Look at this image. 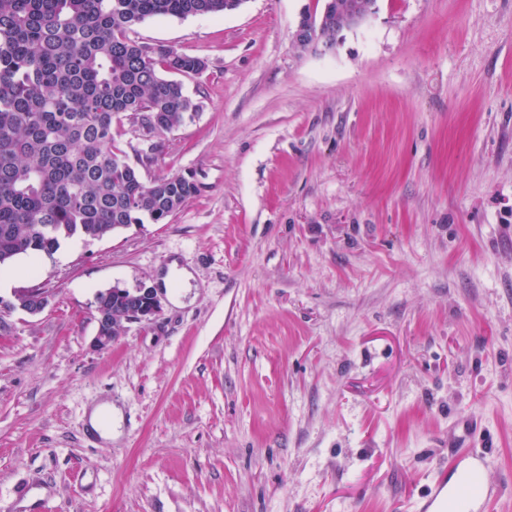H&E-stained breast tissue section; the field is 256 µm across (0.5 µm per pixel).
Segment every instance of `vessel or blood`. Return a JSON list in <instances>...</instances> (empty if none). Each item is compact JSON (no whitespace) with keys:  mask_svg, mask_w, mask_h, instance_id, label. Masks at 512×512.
Listing matches in <instances>:
<instances>
[{"mask_svg":"<svg viewBox=\"0 0 512 512\" xmlns=\"http://www.w3.org/2000/svg\"><path fill=\"white\" fill-rule=\"evenodd\" d=\"M462 433L450 440L454 464L443 470L419 496V512H492L501 496L498 485L484 480L490 465L486 448L476 447L478 423L461 420Z\"/></svg>","mask_w":512,"mask_h":512,"instance_id":"1","label":"vessel or blood"}]
</instances>
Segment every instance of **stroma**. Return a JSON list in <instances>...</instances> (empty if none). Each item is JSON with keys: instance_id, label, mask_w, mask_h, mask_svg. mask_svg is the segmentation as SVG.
Listing matches in <instances>:
<instances>
[{"instance_id": "35a3bbf8", "label": "stroma", "mask_w": 512, "mask_h": 512, "mask_svg": "<svg viewBox=\"0 0 512 512\" xmlns=\"http://www.w3.org/2000/svg\"><path fill=\"white\" fill-rule=\"evenodd\" d=\"M315 5L136 27L205 63L142 171L198 191L0 270L49 293L0 310V512H417L466 417L512 512V0H376L326 53ZM115 285L162 309L99 350ZM19 308L29 314H38L48 304V293L41 288L25 290L15 295Z\"/></svg>"}]
</instances>
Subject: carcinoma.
Masks as SVG:
<instances>
[{"instance_id": "cac0c4a2", "label": "carcinoma", "mask_w": 512, "mask_h": 512, "mask_svg": "<svg viewBox=\"0 0 512 512\" xmlns=\"http://www.w3.org/2000/svg\"><path fill=\"white\" fill-rule=\"evenodd\" d=\"M362 16L375 0H323L301 13L336 46L329 20L348 4ZM237 0H0V265L52 255L76 235L104 238L129 224H159L198 190L191 177L143 179L113 121L148 113L142 136L179 127L196 105L179 77L204 62L130 37L158 17L224 13Z\"/></svg>"}]
</instances>
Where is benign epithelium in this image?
<instances>
[{
    "mask_svg": "<svg viewBox=\"0 0 512 512\" xmlns=\"http://www.w3.org/2000/svg\"><path fill=\"white\" fill-rule=\"evenodd\" d=\"M122 303L115 307L112 300ZM19 308L30 314H38L48 304V293L41 288L25 290L15 295ZM161 310V298L155 288L140 287L132 291L114 286L106 289L104 298L97 304V332L93 346L105 349L117 339V332L122 329V322H148Z\"/></svg>",
    "mask_w": 512,
    "mask_h": 512,
    "instance_id": "obj_1",
    "label": "benign epithelium"
}]
</instances>
